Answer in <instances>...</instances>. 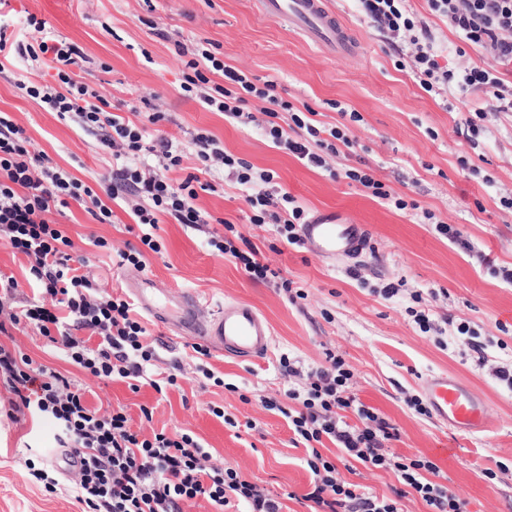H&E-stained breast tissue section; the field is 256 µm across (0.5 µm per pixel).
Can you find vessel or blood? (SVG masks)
Segmentation results:
<instances>
[{"mask_svg":"<svg viewBox=\"0 0 512 512\" xmlns=\"http://www.w3.org/2000/svg\"><path fill=\"white\" fill-rule=\"evenodd\" d=\"M259 5L264 16L288 23L313 45L336 55L350 52L352 36L328 0H259ZM302 239L316 257L333 260L359 254L368 232L365 225L350 223L332 212L313 216L302 229ZM131 293L142 311L176 335L214 346L237 361H258L273 347L269 320L249 303L225 301L217 314L203 320L195 294H180L175 304H168L164 291L147 277L137 278ZM422 395L437 421L451 430L478 435L490 426L485 400L456 376L445 372L427 376Z\"/></svg>","mask_w":512,"mask_h":512,"instance_id":"b4317fda","label":"vessel or blood"}]
</instances>
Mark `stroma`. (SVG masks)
Segmentation results:
<instances>
[{
	"label": "stroma",
	"mask_w": 512,
	"mask_h": 512,
	"mask_svg": "<svg viewBox=\"0 0 512 512\" xmlns=\"http://www.w3.org/2000/svg\"><path fill=\"white\" fill-rule=\"evenodd\" d=\"M329 2L356 43L350 54L332 56L313 46L287 23L261 15L257 0H9L0 9L13 19L35 14L60 38L79 46L86 57L84 80L110 102L136 105L145 99L167 113L161 132L186 150L173 179L193 172L196 160L187 147L198 130L206 129L226 151L275 171L278 185L308 214L342 213L367 225L371 237L369 249L353 259L322 260L305 246L274 251L275 225L248 223L237 185L227 177H212V188L200 192L198 207L213 219L233 222L271 265L305 288L306 299L291 305L212 254L205 230L161 224L162 252L150 255L147 273L156 287L174 296L198 295L206 319L234 298L256 307L272 325L274 345L265 361L243 363L213 353L210 363L224 375L222 388L188 366L189 340L169 335L150 317L145 323L161 340L163 359L186 364L177 387L163 396L147 386L134 392L126 383L85 373L59 359L29 329L13 331L0 342L76 377L89 406H121L135 421L147 406L153 410L154 428L191 430L211 465L235 468L248 481L286 495V512L310 510L304 499L311 480L306 450L293 447L287 418L264 410L260 400L282 396L289 385L279 366L281 355L312 366L322 361L324 349H333L353 366L357 397L397 429L400 439L393 442V452L434 461L465 512H512V390L490 370L494 364H512V284L496 273L497 267L512 265V212L499 203L502 194L512 192V112L498 111L496 100L481 96L483 132L478 147H470L460 133L465 111L444 107L411 72L395 69L392 50L364 22L355 0ZM408 5L448 46L449 65L487 64V56L473 49L465 57L456 55V33L429 15L425 0H409ZM203 39L218 45L226 64L276 80L285 99L309 104L325 126L341 120L331 102L359 112L361 120L350 130L360 151L331 158L328 170L309 168L272 147L260 127L229 124L185 97L175 46L192 48ZM52 75L46 61H20L1 71L0 110L25 127L37 150L96 185L112 166L111 153L100 148L97 136L59 120L16 86L24 77L48 84ZM347 166L370 168L396 193L417 201L418 210H396L372 199L359 184L333 178V171ZM426 210L455 225L468 248L438 235L422 217ZM114 213L116 223L100 224L74 203L59 218L73 240L94 233L111 242V250L87 253L91 274L106 290L130 288L137 276L136 270L116 263L115 250L136 236L128 230L132 220L123 209ZM355 269L360 272L356 278L351 275ZM390 282L401 284L398 297L375 296L376 288ZM416 292L427 295L434 312L435 327L426 333L406 312ZM461 320L475 329L481 352L458 336L455 324ZM482 355L489 361L484 368L478 364ZM435 372L457 376L485 399L492 427L484 437L458 435L407 406L406 397L420 393L423 379ZM9 398L0 384V512H82L64 454L51 452L53 421L13 422L7 415ZM213 405L223 407L231 424L210 413ZM249 420L255 429H246ZM30 460L51 461L59 481L55 492L26 479Z\"/></svg>",
	"instance_id": "stroma-1"
}]
</instances>
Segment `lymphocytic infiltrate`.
I'll return each instance as SVG.
<instances>
[{
    "mask_svg": "<svg viewBox=\"0 0 512 512\" xmlns=\"http://www.w3.org/2000/svg\"><path fill=\"white\" fill-rule=\"evenodd\" d=\"M369 26L388 42L406 39L410 52L399 53L395 65L416 76L421 89L434 97L454 94L466 101L480 92L493 97L502 112H512V82L500 72L512 69V0H426L430 14L446 20L462 42L485 52V66L443 65L440 44L425 21L412 12L408 0H357ZM29 39L8 33L0 24V70L19 58L50 59L56 73L53 84L28 79L17 86L41 102L46 111L70 119L82 130L97 134L104 150L121 160L120 168L103 176V193L71 172L52 165L35 150L23 126L0 111V244L27 260L26 280L32 296H20L21 282L0 274V334L25 326L44 337L64 361L94 377L123 381L131 390L141 386L165 393L177 383L183 366L164 365L153 338L128 295L101 289L87 270L88 259L77 254L64 225L55 221L70 203L91 202V214L100 224L111 223L112 201H122L138 226L139 242L117 256L124 265L145 270L148 254L162 244L157 230L169 218L189 228L209 223L196 200L209 190L201 175L225 172L237 183L253 224L273 223L281 242L301 244L306 210L288 192L276 190V174L255 170L247 161L228 153L223 142L206 130L192 139L197 170L181 181L184 154L172 139L151 134L164 118L143 112L130 119L78 71L85 56L74 43L56 37L44 20L27 14L23 20ZM183 80L180 88L201 106L219 112L230 124L260 122L266 136L306 165L322 168L326 158L341 149H354L348 124L326 127L311 107L300 108L277 91L276 80L256 83L243 70L224 63L205 43L188 50L177 46ZM262 107L251 112L250 99ZM212 252L241 265L250 280L275 288L289 303L305 299L273 267L260 248L235 224L223 221L208 239ZM280 365L294 378L285 400L266 398L262 406L283 412L293 433V445L307 451L311 489L306 501L313 512H402L401 500L420 498L428 512H464L463 502L438 481L439 467L430 459L391 453L395 427L352 391L354 369L342 355L324 350L321 363L307 367L281 355ZM0 383L13 393L15 414L47 416L55 423L54 440L67 449L72 482L83 512H185L187 504L205 498L214 512H284L279 496L246 480L233 468L208 465L209 454L193 432L164 429L144 433L133 429L124 409L88 406L78 381L54 368L36 363L21 350L0 345ZM358 421L349 423L346 411ZM332 443L337 457L323 455L320 447ZM359 463L392 470L401 484L394 496H377L341 478L339 469Z\"/></svg>",
    "mask_w": 512,
    "mask_h": 512,
    "instance_id": "obj_1",
    "label": "lymphocytic infiltrate"
}]
</instances>
